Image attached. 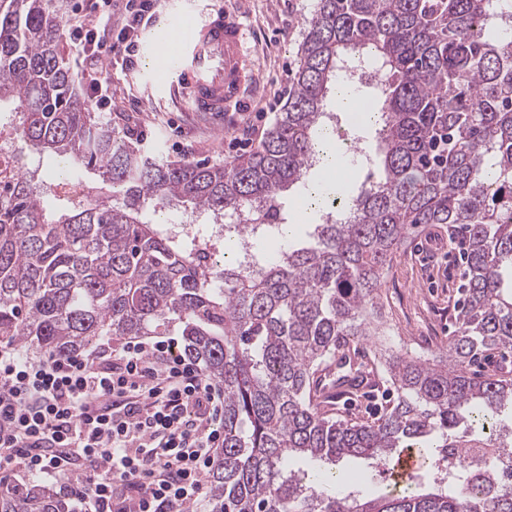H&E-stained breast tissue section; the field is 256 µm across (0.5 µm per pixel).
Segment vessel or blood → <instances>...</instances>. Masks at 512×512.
Listing matches in <instances>:
<instances>
[{
	"mask_svg": "<svg viewBox=\"0 0 512 512\" xmlns=\"http://www.w3.org/2000/svg\"><path fill=\"white\" fill-rule=\"evenodd\" d=\"M150 30L139 58L150 61L155 85L188 92L192 111L222 119L256 79L235 11L189 6L180 14L154 17ZM423 462L415 450L404 449L391 471L393 481L402 482Z\"/></svg>",
	"mask_w": 512,
	"mask_h": 512,
	"instance_id": "b4317fda",
	"label": "vessel or blood"
}]
</instances>
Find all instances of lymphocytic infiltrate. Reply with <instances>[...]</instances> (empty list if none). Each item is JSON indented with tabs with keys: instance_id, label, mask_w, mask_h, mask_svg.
Returning a JSON list of instances; mask_svg holds the SVG:
<instances>
[{
	"instance_id": "obj_1",
	"label": "lymphocytic infiltrate",
	"mask_w": 512,
	"mask_h": 512,
	"mask_svg": "<svg viewBox=\"0 0 512 512\" xmlns=\"http://www.w3.org/2000/svg\"><path fill=\"white\" fill-rule=\"evenodd\" d=\"M154 0H87L71 35L81 59L129 63ZM224 394L175 338L103 342L36 359L0 346V471L81 469L91 512H188L224 442Z\"/></svg>"
}]
</instances>
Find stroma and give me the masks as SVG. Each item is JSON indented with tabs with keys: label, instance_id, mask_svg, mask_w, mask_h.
<instances>
[{
	"label": "stroma",
	"instance_id": "obj_1",
	"mask_svg": "<svg viewBox=\"0 0 512 512\" xmlns=\"http://www.w3.org/2000/svg\"><path fill=\"white\" fill-rule=\"evenodd\" d=\"M315 4L316 0L198 2L202 8L232 7L240 17L259 76L257 88L241 109L249 120L256 112L266 111L260 132H267L282 110L305 22ZM101 118L126 141L170 161L222 164L239 155L229 146L238 121L217 129L205 115L190 111L186 98L160 92L135 66L113 74L112 105ZM462 271L463 257L449 243L447 225L428 227L410 238L380 292L385 342L409 346L420 355H435L454 329Z\"/></svg>",
	"mask_w": 512,
	"mask_h": 512
}]
</instances>
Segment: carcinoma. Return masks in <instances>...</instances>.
Listing matches in <instances>:
<instances>
[{"label": "carcinoma", "instance_id": "obj_1", "mask_svg": "<svg viewBox=\"0 0 512 512\" xmlns=\"http://www.w3.org/2000/svg\"><path fill=\"white\" fill-rule=\"evenodd\" d=\"M58 0H0V343L58 356L102 336L172 327L183 352L224 387V447L209 512H512V487L464 466L437 491L373 499L327 490L359 483L330 466L387 465L405 448L434 464L467 425L493 431L512 410V368L472 369L512 354V0H318L298 47L283 112L250 154L223 165L140 154L97 120L61 49ZM347 56L383 66L382 96L359 102L378 126L383 177L341 203L344 222L313 225L306 244L220 266L209 225L191 235L153 215L173 207L288 214L283 193L323 160L325 108ZM27 146L64 171L97 176L49 212ZM446 224L464 246L457 329L438 356L386 355L393 398L371 416L336 415L324 398L362 396L351 347L375 335L386 273L410 235ZM0 512H70L53 485L0 481Z\"/></svg>", "mask_w": 512, "mask_h": 512}]
</instances>
